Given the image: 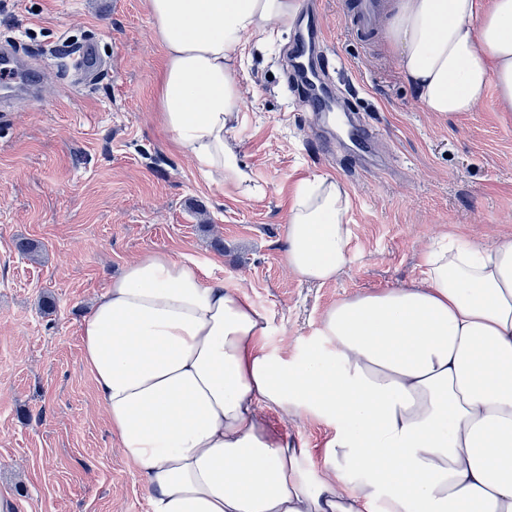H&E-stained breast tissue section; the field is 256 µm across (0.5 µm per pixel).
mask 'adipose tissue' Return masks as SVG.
I'll return each mask as SVG.
<instances>
[{
    "label": "adipose tissue",
    "mask_w": 512,
    "mask_h": 512,
    "mask_svg": "<svg viewBox=\"0 0 512 512\" xmlns=\"http://www.w3.org/2000/svg\"><path fill=\"white\" fill-rule=\"evenodd\" d=\"M164 50L157 108L175 145L219 186L266 191L230 136L249 41L300 0H147ZM387 26L429 112L512 110V0H393ZM347 189L302 179L284 258L332 281L350 261ZM83 361L150 512H512V240L450 239L419 279L349 297L293 349L264 311L192 262L129 263L81 325ZM335 428L320 469L266 411Z\"/></svg>",
    "instance_id": "ef3b65f1"
}]
</instances>
